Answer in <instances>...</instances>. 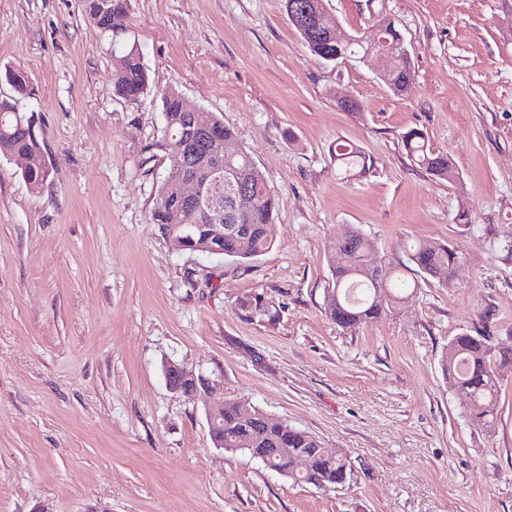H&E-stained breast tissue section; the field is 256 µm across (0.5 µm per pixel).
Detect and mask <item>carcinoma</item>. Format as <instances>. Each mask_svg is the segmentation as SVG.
<instances>
[{"mask_svg":"<svg viewBox=\"0 0 512 512\" xmlns=\"http://www.w3.org/2000/svg\"><path fill=\"white\" fill-rule=\"evenodd\" d=\"M296 4L317 7L310 12L313 35L304 39L307 47L318 57L326 60L340 52L358 59L366 53L368 45L356 41L350 46L336 48V43L325 33L332 14L319 0H293ZM125 0H112V40L125 33L123 18ZM385 83L395 92L401 90L404 78L412 77L414 71L411 59L388 58L383 62ZM113 87L118 97L134 102L149 88V74L143 55L137 44L124 46L118 56V65L113 70ZM162 147L168 161L167 174L159 188L155 207L151 213L154 224L164 226L171 233L173 225L197 224L189 213L180 210L172 177L175 174H192L203 180L206 167L216 157L219 146L211 140L200 138L191 143L182 140L183 128L195 125L201 128L222 126V135L232 137L229 127L211 112H184L181 110V96L171 89L163 96ZM26 113L18 109L12 98L0 99V155H22L27 165L21 174L34 191L41 189L48 179L46 158L38 137L25 130ZM401 139L411 160L429 175L455 182L459 177L453 160L438 153L424 133L412 128L402 133ZM336 160L344 173L355 176L371 168L370 158L361 150L336 145ZM224 167L233 171L234 176L251 185L256 196V205L251 214L239 218L231 210L229 201H224V255L239 260H249L263 254L273 244L272 223L277 208L276 196L268 188L265 178L249 158L242 156L224 161ZM371 243L360 232L346 233L329 245L328 259L334 287L325 296V314L336 326L354 330L360 325L381 317L393 304L399 302L398 295L390 290L387 281L380 278L370 266L367 254ZM404 250L413 265L412 271L421 279H431L438 284L451 287L454 267L460 256L457 249L446 243L415 241ZM240 307L252 317L269 313L268 302L257 295L244 301ZM512 365V350L496 349L487 337L476 336L466 330L448 341L442 354L441 367L448 388L463 395L471 403L470 422L487 430L491 429L499 411V391L503 370ZM244 405L236 400L224 402V424L220 434L224 435V450L252 457L251 449L268 451L271 456L265 467L287 477L296 484L330 488L344 484L352 474L350 456L342 448H328L309 432L297 429L288 422L269 417L256 407L251 408L254 416L245 419L241 410ZM307 453L314 458L311 468L301 471L293 467V457Z\"/></svg>","mask_w":512,"mask_h":512,"instance_id":"obj_1","label":"carcinoma"}]
</instances>
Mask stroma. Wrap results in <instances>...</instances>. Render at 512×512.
<instances>
[{
    "instance_id": "1",
    "label": "stroma",
    "mask_w": 512,
    "mask_h": 512,
    "mask_svg": "<svg viewBox=\"0 0 512 512\" xmlns=\"http://www.w3.org/2000/svg\"><path fill=\"white\" fill-rule=\"evenodd\" d=\"M326 5L342 37L393 21L414 65L404 95L378 60L314 55L284 0H126L150 76L129 103L85 0H0V99L6 71L28 74L19 106L50 164L35 192L0 156V512H512V370L486 431L441 368L465 330L512 348V0ZM170 89L219 117L274 191L264 254L192 253L151 223ZM339 90L361 112L339 110ZM410 128L456 182L411 161ZM340 143L371 158L366 174L339 175ZM351 230L385 271L404 243L454 245L453 286L420 282L338 328L326 248ZM254 294L269 316L241 311ZM169 360L207 395L172 393ZM227 400L345 449L350 479L322 490L214 448L207 409Z\"/></svg>"
}]
</instances>
